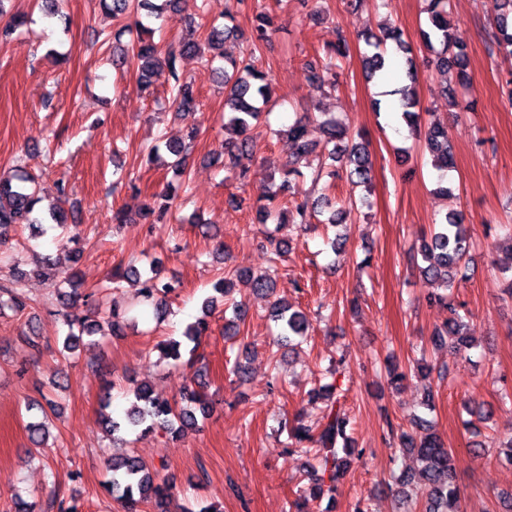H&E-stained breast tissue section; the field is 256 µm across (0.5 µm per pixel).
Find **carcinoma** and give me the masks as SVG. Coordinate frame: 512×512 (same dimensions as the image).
<instances>
[{
    "instance_id": "carcinoma-1",
    "label": "carcinoma",
    "mask_w": 512,
    "mask_h": 512,
    "mask_svg": "<svg viewBox=\"0 0 512 512\" xmlns=\"http://www.w3.org/2000/svg\"><path fill=\"white\" fill-rule=\"evenodd\" d=\"M104 8L112 18L121 16L138 20L141 12L146 16H157L162 10L175 6V0H101ZM424 13L427 14L425 28L421 29L423 45L433 54V64L441 73L454 69L464 82L469 76L466 72L467 48L458 42L448 22V0H425ZM496 12V32L494 40L498 47L512 52V0H494ZM243 12L255 13L251 45L247 52L239 57L224 56V69L221 80L224 84V129L231 130L241 136L238 141L224 142V158L236 171V179L243 183L250 173L246 160L253 154L252 131L259 126L262 117L271 113L274 105L271 97L269 74L254 63L255 52L259 47L270 41L275 31L273 20L262 13L255 12L252 0H232V4L224 13L227 23L211 27L205 41L194 38L183 40L176 50L161 54L157 44L136 36L124 47L121 37L133 34L128 25H121L114 34L101 33L103 42L115 40L112 51V66L118 69L133 66L137 71V83L141 92L150 90L155 72L164 67L172 80L171 106L178 112L194 109L197 106V92L194 83L183 79L180 73L179 59L186 56H197L209 64L218 56H223L224 41L240 36V30L235 24L236 17ZM366 44L372 48V53L364 55L363 70L367 80H373L377 73L383 71L389 64L388 43H393L396 50L408 55L411 47L403 40L402 33L396 28L383 30L380 36H368ZM347 53L346 41L339 38L329 53V59L322 62L318 59L306 63L308 80L312 84L336 90V81L325 79V73L336 66L333 59L344 57ZM400 95L399 108L401 118L411 130H416L420 113L416 112L419 101L414 85L395 90ZM319 126L324 132V142L320 152L321 164L312 177V187H317L322 176L331 180L346 177L358 183L370 180L373 162L368 143L353 142L340 127L336 118L330 112L318 113ZM309 116L300 115L285 129L273 131V134L283 136L289 146L290 153L285 164V173L280 184L270 182L262 195L263 204L257 210L258 223L265 224L270 217H275L279 224H291L298 228L311 223L316 210L330 212L326 223L336 226L343 223L354 209V203L345 208H335L332 199L326 194H320L315 205L303 201L294 203L285 210L277 208L279 196L296 194L295 178L302 176L300 165L308 161L315 152L316 145L308 139ZM198 136V130H192L187 135V141H167L164 145L156 144L148 151L151 161L161 159V149L176 157L171 162L176 175H184L187 158L190 155V144ZM427 150L432 156L433 166L446 170L453 165V155L448 144V127L439 120L430 122L424 131ZM58 193L61 205L50 207L47 211L38 210L42 201L39 176L28 171L21 164L14 167L12 172L0 175V237L8 230L30 224H40L50 220L57 227L68 230L76 226L74 213L64 208L70 194L69 183L61 179L58 182ZM178 187L169 183L166 189L152 196V201L146 203L140 211L141 219L146 224H157L172 208L177 197ZM259 245L268 249L270 266L275 268L288 252L289 244L266 237ZM473 246L467 234L465 225L457 212H447L433 224L429 236L422 239L418 255L421 264L419 272L437 287L446 291L454 288L457 281L468 276L470 249ZM126 276L136 278L139 283L138 294L140 302L154 308L156 313L163 316L167 313L166 297L175 290L174 284L164 281L159 276L158 266L150 264L149 268L140 270L134 265L128 267ZM67 289H57V298L65 302L79 296L83 281L73 272L66 277ZM241 284L252 294H274L275 282L269 274H254L247 267L236 268L231 277L220 278L213 285V290L219 297L207 299L202 307V316L186 326L182 339L170 338L160 344L163 356L172 361H179L184 350L195 355L201 338L208 335L210 323L208 318L216 309L217 303H224L225 308L232 309L233 318L224 322V336L234 337L239 333L240 323L245 321L248 309L244 300L233 296L236 285ZM448 310L445 323L433 334V343L438 345L445 339H450L455 351L461 352L472 348V340L463 333L467 327L466 315L462 314L463 304L444 295L438 297ZM271 319L279 327V335L286 338H298L300 342L307 341L309 321L306 315L294 308L293 305L276 300L271 305ZM122 324L118 314L110 313L106 317L99 316L94 311V318L82 321H68V332L64 338V347L70 353L75 352L84 338L92 336L114 335L121 331ZM206 383L199 381L186 388L181 397V405L171 404L165 400H157L145 386H139L132 392L133 401L125 414L115 415L107 408L109 402H104L105 412L101 414L102 429L118 439V435L129 430L142 429V432L162 430L174 435H183L189 430L198 428V418L210 416L212 407L204 392ZM417 432H401L399 446L417 457L420 463L416 474H403L394 479L395 497H403V488L414 480H419L424 492V512H463L461 495L454 482L453 452L436 431L424 418L417 419ZM353 427L350 417L339 406V401L332 400L324 410V422L316 427L299 424L288 430V441L285 447L307 445L315 449L314 459L317 471L312 478V487L307 490L300 488L295 491L297 498L310 497L328 499L333 504L340 478L349 468L351 461L363 456V449L356 447L352 437ZM106 489L112 498L121 502L125 512H138L139 505L152 502L159 512L167 499L172 497L173 485L165 478L135 456H127L112 460L110 478Z\"/></svg>"
}]
</instances>
